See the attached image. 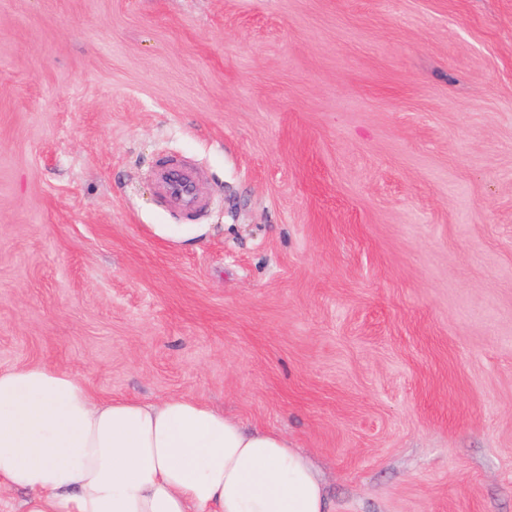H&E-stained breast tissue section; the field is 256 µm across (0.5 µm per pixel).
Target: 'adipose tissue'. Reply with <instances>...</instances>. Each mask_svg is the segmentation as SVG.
<instances>
[{"label":"adipose tissue","mask_w":512,"mask_h":512,"mask_svg":"<svg viewBox=\"0 0 512 512\" xmlns=\"http://www.w3.org/2000/svg\"><path fill=\"white\" fill-rule=\"evenodd\" d=\"M24 512H326L309 458L194 396L101 399L48 365L0 370V491Z\"/></svg>","instance_id":"adipose-tissue-1"}]
</instances>
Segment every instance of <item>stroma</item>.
Wrapping results in <instances>:
<instances>
[{
	"label": "stroma",
	"instance_id": "35a3bbf8",
	"mask_svg": "<svg viewBox=\"0 0 512 512\" xmlns=\"http://www.w3.org/2000/svg\"><path fill=\"white\" fill-rule=\"evenodd\" d=\"M32 364L282 432L327 512H512V0H0ZM152 171L164 198L182 214L191 217L205 207L206 196L201 192L195 174L187 164L165 160Z\"/></svg>",
	"mask_w": 512,
	"mask_h": 512
}]
</instances>
